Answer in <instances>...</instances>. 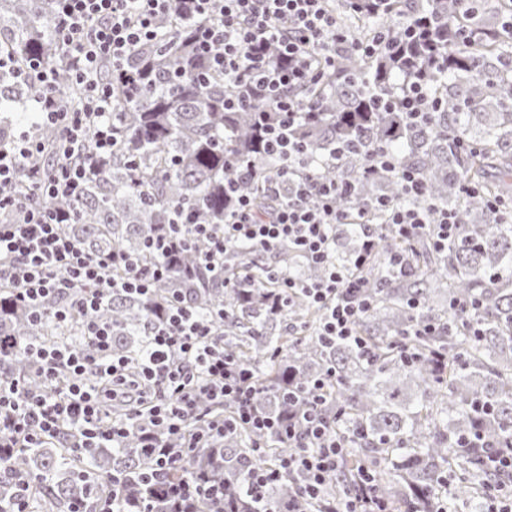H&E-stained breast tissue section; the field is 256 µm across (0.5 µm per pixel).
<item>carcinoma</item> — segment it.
I'll return each instance as SVG.
<instances>
[{"label": "carcinoma", "mask_w": 512, "mask_h": 512, "mask_svg": "<svg viewBox=\"0 0 512 512\" xmlns=\"http://www.w3.org/2000/svg\"><path fill=\"white\" fill-rule=\"evenodd\" d=\"M465 10V0H336V22L350 39L385 32L392 46L371 57L346 50L319 83L293 91L311 106L312 117L295 131L309 158L326 159L335 145L352 142L343 165L323 171L327 179L356 184L353 194L337 196V210L353 214L379 200L416 203L389 173L362 177L370 150L385 145L401 167L423 178L424 198L454 214L459 225L441 246L427 238L405 244L382 231L377 251L360 271L372 306L357 331L369 351L317 336L322 312L301 298L272 308L274 284L260 282L244 297L224 288L226 276L259 272L257 259L242 250L224 274H215L201 265L203 245L196 242L149 294L117 290L98 312L112 327L113 349L137 359L147 333L180 293L224 338V351L253 367L261 387L256 404L274 417L288 413V392L334 369L324 409L337 416L348 458L316 498L300 496L298 479L270 483L264 501L277 508L292 501L300 512H323L337 497L355 492L365 467L388 512H441L448 491L468 501L470 512H485L483 489L512 483V473L488 466L483 449L456 447L477 434L497 447L512 441V0H480L470 13ZM401 14L417 20L421 39L408 40L394 25ZM158 27L165 40L140 48L129 60L141 78L112 86L117 145L82 194L34 198L23 174L17 185L0 187V194L22 203L69 213L63 231L86 250L120 247L145 263L146 243L166 232L178 210L189 212V224L224 223L231 212L224 192L229 181L237 194L254 197L258 212L266 211L272 201L262 184L275 167L256 132L259 116L276 118L274 108L262 101L254 109L224 111V76L198 78L196 20L176 5ZM1 47L21 69L40 63L55 70L64 103L81 105L82 91L71 82L57 30L55 0H0ZM406 76L425 84L440 103L423 124L376 107L397 100ZM35 95L22 82L0 78V144L12 138L13 118ZM35 131L52 148L61 142L57 128L38 123ZM246 163L250 174H239ZM361 242L359 225H337L336 265L354 270ZM397 251L411 256L407 274L389 263ZM276 255L281 270L299 281L323 277L321 266L286 246ZM471 301L476 313L459 311L460 303ZM56 304L46 301L36 320L14 302L9 288H0V341L8 345L0 380L41 387L23 350L66 340L52 320ZM419 322L432 324L434 333L412 335ZM256 441L242 430L210 448L191 449L193 478L239 501L247 496L243 474L291 452L270 436L264 448L254 447ZM9 454V462H0V512L15 508L21 479L35 484L33 512H69L76 502L94 512L95 490L106 491L114 475L126 481L127 512H173L149 481L153 456L134 435L120 448H71L62 437Z\"/></svg>", "instance_id": "cac0c4a2"}]
</instances>
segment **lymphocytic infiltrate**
I'll list each match as a JSON object with an SVG mask.
<instances>
[{
	"label": "lymphocytic infiltrate",
	"mask_w": 512,
	"mask_h": 512,
	"mask_svg": "<svg viewBox=\"0 0 512 512\" xmlns=\"http://www.w3.org/2000/svg\"><path fill=\"white\" fill-rule=\"evenodd\" d=\"M58 28L70 56V77L84 96L80 108L66 106L57 93L53 70L33 65L21 70L9 56L0 55V72L36 85L35 104L41 120L58 126L63 143L51 172L41 173L39 142L21 136L0 147V185L27 170L29 189L40 197L80 196L96 166L109 160L116 141L112 135L111 85L101 66L111 63L115 79L133 82L128 68L132 52L158 37L157 20L168 13L174 0H57ZM327 0H186L191 16L199 21L195 49L223 74L230 91L224 109L237 112L257 100L272 101L278 112L274 122L262 123L263 148L279 160L266 188L288 193L267 215H257L250 196H235V208L223 226L187 224L151 242L150 263H141L121 248L88 252L67 237L62 226L67 217L39 205L24 206L0 195V212L19 217L0 223V284L10 285L14 299L39 313L48 299L57 300V322L77 321L90 352L82 355L69 345H40L28 349L34 371L43 379L40 391L19 381L0 382V448H37L61 432L74 434L78 448H112L130 434L140 436L144 447L156 449V470L187 466L189 448L200 440L223 439L246 427L264 436L287 441L290 452L270 467L248 472L247 484L260 489L282 478H300L302 492L317 497L348 453L337 439L336 426L323 413L325 387L333 373H325L302 391L305 404L281 418L271 417L254 404L259 385L249 368L224 351V342L196 319L182 296H173L164 322L147 338V355L137 365L112 349V330L96 313L112 289L148 294L155 281L166 277L184 245H207L202 263L212 272L223 271L228 255L246 247L272 254L289 245L304 260L325 270L323 279L305 283L286 277L276 264L265 266L267 278L282 292L273 298L281 304L284 293L303 295L322 307L325 318L321 337L334 342H358L356 326L369 311L361 279L336 265V227L349 223L336 209L337 196L355 190L349 181L324 178L306 170L301 143L291 140V129L307 115V107L289 96L292 88L316 80L322 68L334 66L346 49L370 56L388 47L386 37L350 43L329 12ZM277 45V61L268 48ZM93 143V161L79 164L76 148ZM378 209L387 224L405 241L431 233L445 243L456 232L451 215L433 216L430 205L412 208L381 200ZM226 403L232 415L208 423L203 434L192 435L188 448H171L163 435H180L188 423L204 416L205 403ZM148 426H140V417Z\"/></svg>",
	"instance_id": "1"
}]
</instances>
